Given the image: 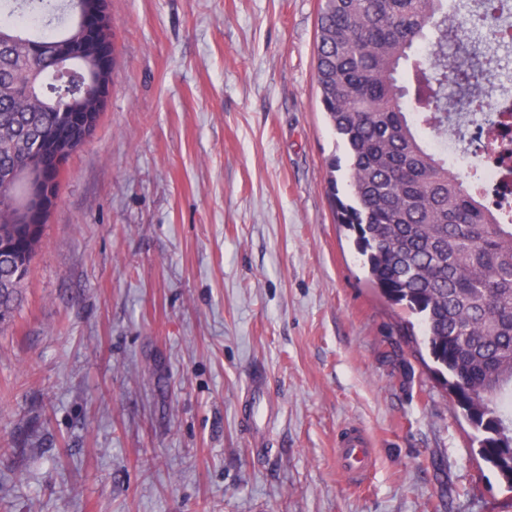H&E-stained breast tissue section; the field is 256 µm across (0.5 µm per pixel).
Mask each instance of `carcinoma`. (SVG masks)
Instances as JSON below:
<instances>
[{
    "label": "carcinoma",
    "instance_id": "carcinoma-1",
    "mask_svg": "<svg viewBox=\"0 0 512 512\" xmlns=\"http://www.w3.org/2000/svg\"><path fill=\"white\" fill-rule=\"evenodd\" d=\"M471 2L322 0L316 79L347 162L342 198L340 160L329 161L336 223L354 233L372 284L421 318L435 372L512 489V215L487 203L445 147L430 146L448 122L481 107L475 89L495 64L452 23ZM85 39V17L69 0H0V198L29 192L14 171L39 143L67 139L97 92ZM61 56L74 87L56 79ZM428 65L434 83L421 80ZM450 66L459 73L452 103ZM49 217L22 225L0 206L1 326L15 318Z\"/></svg>",
    "mask_w": 512,
    "mask_h": 512
}]
</instances>
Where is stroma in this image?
<instances>
[{
  "mask_svg": "<svg viewBox=\"0 0 512 512\" xmlns=\"http://www.w3.org/2000/svg\"><path fill=\"white\" fill-rule=\"evenodd\" d=\"M320 6L107 0L106 107L0 329V512H512L335 221ZM256 375L262 448L238 416ZM337 455L344 464L346 474L355 477L358 471L354 467L363 453V436L359 431L345 432L338 438Z\"/></svg>",
  "mask_w": 512,
  "mask_h": 512,
  "instance_id": "stroma-1",
  "label": "stroma"
}]
</instances>
